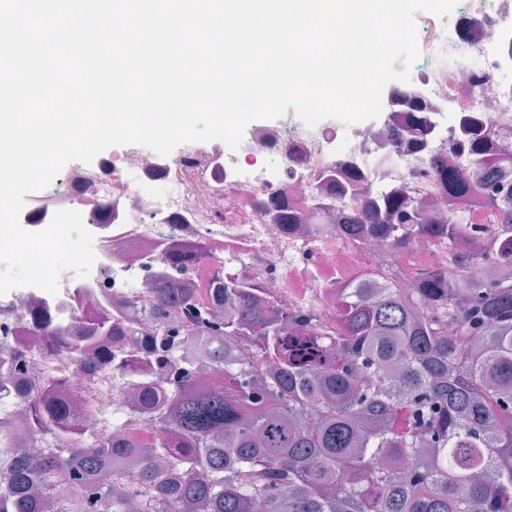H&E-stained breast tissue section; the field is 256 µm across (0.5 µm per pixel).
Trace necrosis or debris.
<instances>
[{
	"label": "necrosis or debris",
	"mask_w": 512,
	"mask_h": 512,
	"mask_svg": "<svg viewBox=\"0 0 512 512\" xmlns=\"http://www.w3.org/2000/svg\"><path fill=\"white\" fill-rule=\"evenodd\" d=\"M463 2L449 23L417 21L421 55L410 67L414 79L385 87L378 118L348 126L329 118L312 128L299 120L263 122L246 127L234 151L219 141L189 142L162 157L130 145L110 158L64 170L54 187L22 210L20 224L40 231L56 211H79L95 236L97 260L87 277L63 273L57 293L18 287L0 296V327L11 329L13 347L28 344L20 326L33 311L47 312L76 336L77 312L108 307L113 316L134 320L137 329L136 335L108 339V346L116 355L135 354L143 336L157 327L146 309L166 247L204 245L205 255L188 277L199 301L210 297L213 262L219 259L226 273L257 289L271 306L304 315L331 337L339 329V299L363 271L375 270L379 282L404 290L417 265L447 264L445 238L420 236L399 251L380 237L362 242L333 232L314 234L304 224L273 223L261 199L280 194L303 214L324 199L333 211L347 214L371 194L397 187L438 220L453 223L433 161L443 158L468 175L477 164L451 146V130L472 118L512 131V0ZM420 112L434 126L422 144L413 123ZM330 174L357 178L363 189L329 195ZM30 359L36 375L27 385L68 377L69 407L95 433L134 436L143 443L160 438L144 415L124 405L126 390L161 382L155 369L115 379L105 393L98 387L100 372H87L83 364L38 351Z\"/></svg>",
	"instance_id": "obj_1"
}]
</instances>
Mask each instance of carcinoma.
Masks as SVG:
<instances>
[{
  "label": "carcinoma",
  "instance_id": "cac0c4a2",
  "mask_svg": "<svg viewBox=\"0 0 512 512\" xmlns=\"http://www.w3.org/2000/svg\"><path fill=\"white\" fill-rule=\"evenodd\" d=\"M450 141L479 156L484 131L464 122ZM433 172L448 188L449 211L485 210L500 224L482 253L457 250L446 266L416 269L409 293L381 290L377 272L366 274L342 299L336 339L301 315L279 318L222 265L211 297L223 314L184 280L156 277L154 315L177 310L188 322L159 325L138 354L165 375L168 397L147 417L168 437L123 450L72 425L60 378L51 397L37 391L27 401L39 454L20 448L13 414L0 412V512H126L131 502L142 512H512V277L466 282L453 272L475 257L512 265V155L486 166L479 190L444 161ZM263 205L276 224L301 222L280 196ZM310 221L315 233L344 224L353 239L383 236L399 249L425 231L460 235L454 224H432L400 189L341 222L319 203ZM202 254L167 249L163 262L182 270ZM428 300L448 310L460 335L419 312ZM27 328L50 355L97 356L121 375L136 368L110 350L95 354L104 338L135 335L134 322L113 319L110 308L88 317L76 338L42 311ZM192 336L209 340L192 347L213 363L204 388L185 351ZM240 337L273 366L265 384L249 366L226 365L220 342ZM29 369L25 351H0V390ZM127 460L135 467L127 478L98 479Z\"/></svg>",
  "mask_w": 512,
  "mask_h": 512
}]
</instances>
